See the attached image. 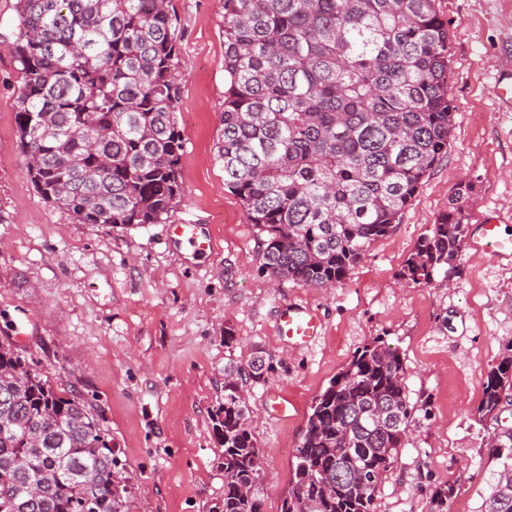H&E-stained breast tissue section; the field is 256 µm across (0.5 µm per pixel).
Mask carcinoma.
I'll list each match as a JSON object with an SVG mask.
<instances>
[{"label": "carcinoma", "instance_id": "obj_1", "mask_svg": "<svg viewBox=\"0 0 512 512\" xmlns=\"http://www.w3.org/2000/svg\"><path fill=\"white\" fill-rule=\"evenodd\" d=\"M15 122L39 194L79 224H165L179 205L177 31L171 0H18ZM450 34L436 0H224V187L263 235L264 267L342 283L448 152ZM458 191L401 276L430 284L461 256ZM242 369L224 366L212 414L224 512H261L262 453ZM512 396V347L477 413ZM405 366L375 338L315 397L281 512H375L413 422ZM492 458L512 473V427ZM119 458L87 400L54 389L0 340V512H124ZM453 487L432 495L447 512ZM484 512H512L495 484Z\"/></svg>", "mask_w": 512, "mask_h": 512}]
</instances>
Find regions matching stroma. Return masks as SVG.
<instances>
[{
	"mask_svg": "<svg viewBox=\"0 0 512 512\" xmlns=\"http://www.w3.org/2000/svg\"><path fill=\"white\" fill-rule=\"evenodd\" d=\"M16 3L0 0V337L55 389L92 403L131 480L129 512H221L211 414L224 400L225 363L247 370L256 359L263 374L248 379L244 398L264 451L262 512H281L313 399L376 337L401 354L416 413L375 512H431L434 491L448 484V512H481L501 469L490 436L512 427V405L494 421L476 414L488 372L512 344V255L473 250L490 217L512 238V101L493 91L497 74L512 72V0H436L451 35L448 152L392 231L331 288L271 278L258 229L224 187V0H172L184 196L171 219L211 235L216 249L205 258L168 225L79 224L36 191L15 123ZM467 183L457 266L430 285L401 278ZM290 303L321 323L310 345L278 334ZM275 391L286 416L270 407Z\"/></svg>",
	"mask_w": 512,
	"mask_h": 512,
	"instance_id": "stroma-1",
	"label": "stroma"
}]
</instances>
